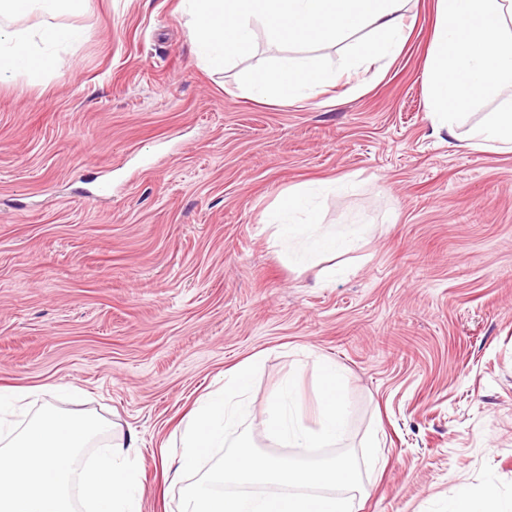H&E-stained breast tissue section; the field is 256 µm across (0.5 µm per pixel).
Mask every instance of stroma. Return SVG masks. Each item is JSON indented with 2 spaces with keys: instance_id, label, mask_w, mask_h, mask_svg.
Returning a JSON list of instances; mask_svg holds the SVG:
<instances>
[{
  "instance_id": "1",
  "label": "stroma",
  "mask_w": 512,
  "mask_h": 512,
  "mask_svg": "<svg viewBox=\"0 0 512 512\" xmlns=\"http://www.w3.org/2000/svg\"><path fill=\"white\" fill-rule=\"evenodd\" d=\"M180 0H83L84 40L55 71L0 84V386L32 407L136 433L143 512H178L161 461L197 399L262 355L245 426L288 377L313 423L317 366L344 374L350 433L382 441L353 512H445L494 485L512 512V152L460 147L426 112L435 0L384 75L346 100L257 103L245 77L280 55L264 29L223 67L193 50ZM112 196L86 199L89 180ZM315 187L320 230L359 248L303 260L267 216Z\"/></svg>"
}]
</instances>
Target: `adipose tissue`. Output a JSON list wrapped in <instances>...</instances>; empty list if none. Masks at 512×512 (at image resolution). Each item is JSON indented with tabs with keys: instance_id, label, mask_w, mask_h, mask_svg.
Listing matches in <instances>:
<instances>
[{
	"instance_id": "obj_1",
	"label": "adipose tissue",
	"mask_w": 512,
	"mask_h": 512,
	"mask_svg": "<svg viewBox=\"0 0 512 512\" xmlns=\"http://www.w3.org/2000/svg\"><path fill=\"white\" fill-rule=\"evenodd\" d=\"M190 39L200 59L230 64L250 50L256 24L277 46L315 48L349 42L348 71L377 62L392 63L408 35L406 0H181ZM78 0H0V83L40 77L56 66L54 51L83 38L82 29L60 23ZM39 11L47 23L19 26ZM436 19L422 72L426 105L436 130L454 132L479 95L512 89V0H436ZM372 36L357 40L363 29ZM337 75L320 57L285 61L252 72L255 99L291 103L320 98ZM466 146L481 152H512V96L471 127ZM305 189L288 193L274 215L275 245L292 248L316 226ZM311 237V236H310ZM262 362L252 357L224 373V385L193 409L179 453L165 458L164 479L176 484L198 474L208 449L223 447L237 416L247 411L245 396ZM136 435L100 450L80 474L85 499L94 512H141L144 489L138 479Z\"/></svg>"
}]
</instances>
